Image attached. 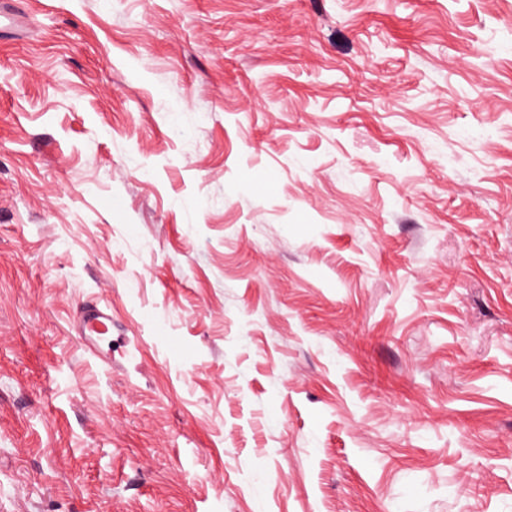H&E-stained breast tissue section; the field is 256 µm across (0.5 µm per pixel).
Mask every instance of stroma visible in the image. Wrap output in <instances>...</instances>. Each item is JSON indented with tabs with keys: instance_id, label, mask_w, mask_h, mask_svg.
Segmentation results:
<instances>
[{
	"instance_id": "stroma-1",
	"label": "stroma",
	"mask_w": 512,
	"mask_h": 512,
	"mask_svg": "<svg viewBox=\"0 0 512 512\" xmlns=\"http://www.w3.org/2000/svg\"><path fill=\"white\" fill-rule=\"evenodd\" d=\"M21 9L0 512H512V0ZM84 336L89 338L106 335L112 329L110 315L99 305L86 304L79 319Z\"/></svg>"
}]
</instances>
